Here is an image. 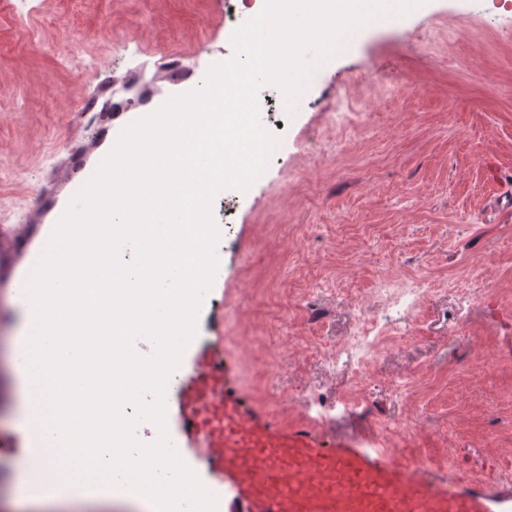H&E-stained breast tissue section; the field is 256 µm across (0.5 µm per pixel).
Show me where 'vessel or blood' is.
<instances>
[{"mask_svg":"<svg viewBox=\"0 0 512 512\" xmlns=\"http://www.w3.org/2000/svg\"><path fill=\"white\" fill-rule=\"evenodd\" d=\"M165 393L169 439L186 464L206 463L228 512H493L489 483H440L426 473L306 430L282 432L228 391L231 371L188 345Z\"/></svg>","mask_w":512,"mask_h":512,"instance_id":"1","label":"vessel or blood"}]
</instances>
